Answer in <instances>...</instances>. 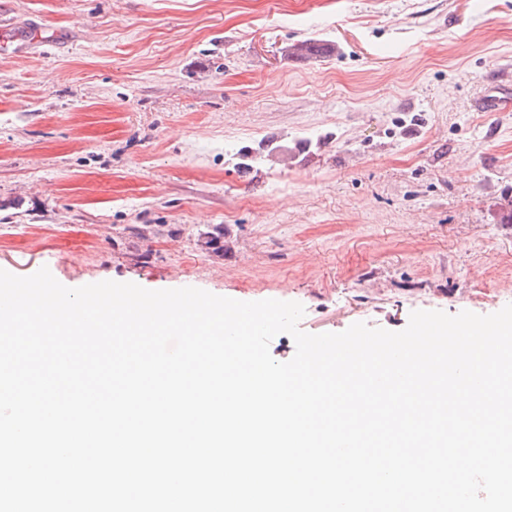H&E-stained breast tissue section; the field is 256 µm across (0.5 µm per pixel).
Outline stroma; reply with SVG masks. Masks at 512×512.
I'll list each match as a JSON object with an SVG mask.
<instances>
[{"mask_svg": "<svg viewBox=\"0 0 512 512\" xmlns=\"http://www.w3.org/2000/svg\"><path fill=\"white\" fill-rule=\"evenodd\" d=\"M507 68L512 0H0V269L295 301L311 334L497 312Z\"/></svg>", "mask_w": 512, "mask_h": 512, "instance_id": "obj_1", "label": "stroma"}]
</instances>
